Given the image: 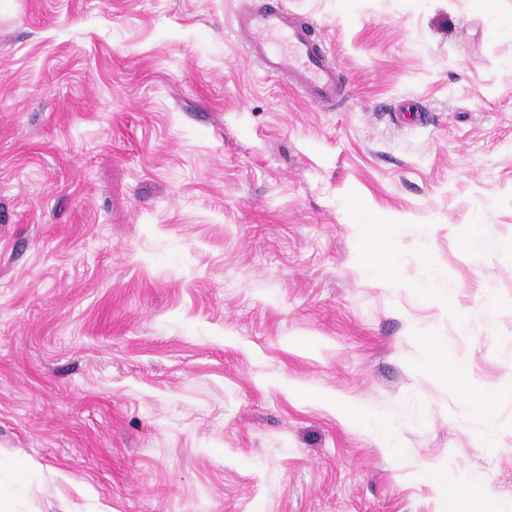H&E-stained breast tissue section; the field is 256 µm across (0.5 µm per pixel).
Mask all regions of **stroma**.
<instances>
[{
	"label": "stroma",
	"instance_id": "obj_1",
	"mask_svg": "<svg viewBox=\"0 0 512 512\" xmlns=\"http://www.w3.org/2000/svg\"><path fill=\"white\" fill-rule=\"evenodd\" d=\"M279 1L345 75L335 109L247 55L243 0H0L17 512H446L425 466L512 502V397L471 408L420 341L512 377V0ZM391 224L383 213L369 214L365 217V224H361L367 243L364 253L365 262L380 276L394 273L396 267L393 243L389 237L382 235L383 227ZM370 243L373 245L370 246Z\"/></svg>",
	"mask_w": 512,
	"mask_h": 512
}]
</instances>
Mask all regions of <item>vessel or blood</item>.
<instances>
[{
	"label": "vessel or blood",
	"mask_w": 512,
	"mask_h": 512,
	"mask_svg": "<svg viewBox=\"0 0 512 512\" xmlns=\"http://www.w3.org/2000/svg\"><path fill=\"white\" fill-rule=\"evenodd\" d=\"M233 31L266 74L285 79L310 103L333 108L346 83L332 55L312 36V27L289 12L264 4L240 10Z\"/></svg>",
	"instance_id": "b4317fda"
}]
</instances>
